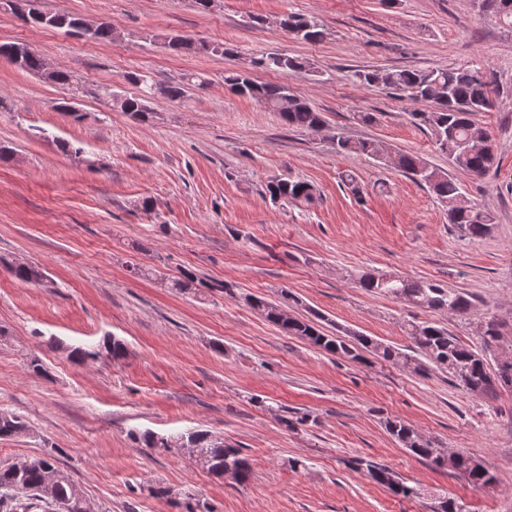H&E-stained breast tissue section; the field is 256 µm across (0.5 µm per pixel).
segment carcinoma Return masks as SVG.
<instances>
[{"label":"carcinoma","mask_w":512,"mask_h":512,"mask_svg":"<svg viewBox=\"0 0 512 512\" xmlns=\"http://www.w3.org/2000/svg\"><path fill=\"white\" fill-rule=\"evenodd\" d=\"M3 4L28 24L51 30H64L80 35L79 17L46 11L41 0H3ZM481 7L492 11L504 23L512 26V0H481ZM282 28L294 38L305 42L322 39V25L297 14H289L281 21ZM167 47L174 52H193L211 55L229 54L233 49L223 43L205 39L191 40L179 35L165 37ZM256 65L285 76L306 70L302 59L285 53H269L256 61ZM21 70L43 76L47 64L36 50H30ZM357 81L366 85H383L400 98L431 105L428 111L411 113L412 119L430 135L438 149L448 156V163L479 179L493 167L496 155L490 132L474 120V115L491 107L499 98L512 96V87L497 82L496 77L484 67H452L417 69H386L358 71ZM128 80L141 86L136 94H119L109 86L103 87V95L116 102L120 111L132 119L145 122L151 117L150 96L155 91L171 101H180L186 95L188 83L179 80L156 85L147 74H132ZM224 84L234 93L249 97L271 112L279 114L290 129L317 133L325 126L323 113L312 108L297 96L285 83L258 82L246 71L229 72ZM339 154L362 153L386 162L410 176L414 181L432 191L438 199L448 204V223L472 239H482L491 234L493 216L477 205L464 199L461 187L443 170L426 162L412 152L391 154L387 146L376 139L352 141L344 135L336 137ZM269 198L283 202H309L313 199V187L301 180H275L266 185ZM11 274L19 281L39 283L44 279L41 268L20 264L11 268ZM363 290L390 296L415 307L443 310L465 316L471 313L472 302L465 294L428 280H408L386 273H366L358 278ZM222 291L242 300L251 309L263 315L268 322L288 336L307 340L327 354L339 355L352 361L364 360L368 353L375 359L414 366V372L423 375L435 367L450 376L455 384L478 394H492L500 382L492 373L487 356L492 354L500 340L498 322L486 317L477 323L482 349L477 351L462 343L448 329L433 323H410L406 328L409 340L408 352L378 342L368 336L353 335L346 340L323 331L318 324L322 316L298 318L290 315L283 306L262 295L238 293L230 283L208 285L193 271L183 270L168 282V287L184 292L196 286ZM423 355L420 362L414 354ZM387 432L406 450L436 468L451 467L474 488L490 484L494 477L475 459L459 454L453 465H448V453L435 447L415 428L402 420L385 421ZM27 430L24 420L11 412L0 411V439L23 434ZM186 440L199 451V460L214 476L220 478L230 470L233 483L247 485L252 478L249 460L237 448L218 442L206 431H191L169 437L144 432L138 440L147 448H167L171 443ZM357 470H364L371 480L387 487L392 493L404 498L421 495L420 489L406 484L391 469L362 459L351 461ZM47 506V512H85V499L80 487L57 465L52 453L24 459L6 468H0V512H27L37 506Z\"/></svg>","instance_id":"1"}]
</instances>
